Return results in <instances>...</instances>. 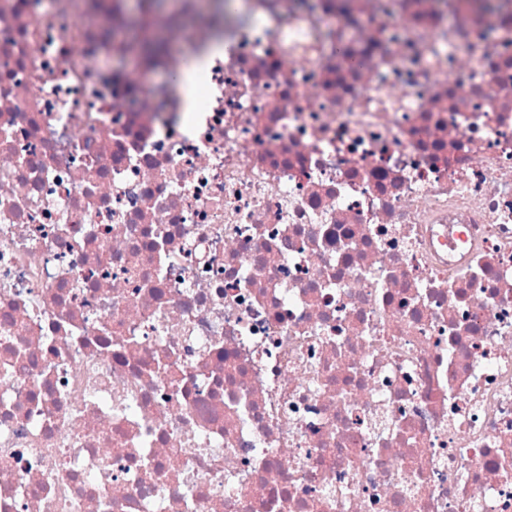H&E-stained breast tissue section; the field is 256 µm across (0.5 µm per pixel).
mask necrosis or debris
I'll return each instance as SVG.
<instances>
[{"mask_svg": "<svg viewBox=\"0 0 512 512\" xmlns=\"http://www.w3.org/2000/svg\"><path fill=\"white\" fill-rule=\"evenodd\" d=\"M127 5L0 0V512H512V0Z\"/></svg>", "mask_w": 512, "mask_h": 512, "instance_id": "necrosis-or-debris-1", "label": "necrosis or debris"}]
</instances>
